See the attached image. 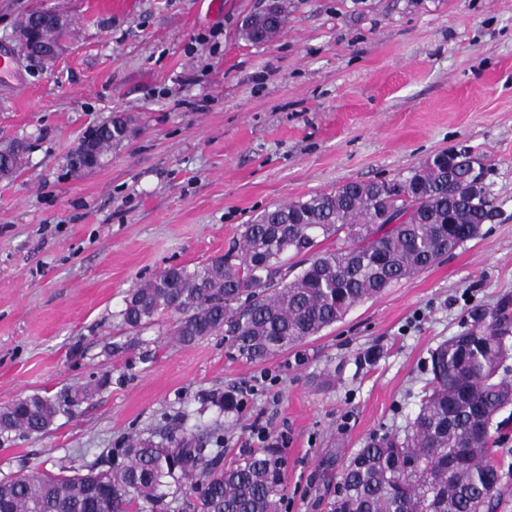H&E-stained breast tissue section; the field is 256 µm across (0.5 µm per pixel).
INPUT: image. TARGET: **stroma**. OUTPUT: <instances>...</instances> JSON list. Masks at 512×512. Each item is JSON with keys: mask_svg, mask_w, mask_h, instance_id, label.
Masks as SVG:
<instances>
[{"mask_svg": "<svg viewBox=\"0 0 512 512\" xmlns=\"http://www.w3.org/2000/svg\"><path fill=\"white\" fill-rule=\"evenodd\" d=\"M292 3L254 45L239 28L262 0H0V143L29 146L0 181V403L105 381L47 432L0 437V479L108 469L111 450L201 408L220 465L263 427L282 450L280 512H329L351 453L404 432L430 351L472 306L512 302V0ZM35 6L72 21L52 65L14 51ZM116 112L136 132L72 171L67 155ZM462 145L491 161L498 217L321 335L252 363L220 334L170 342L166 316L122 327L130 289L209 264L264 210ZM231 390L243 405L227 417L213 402Z\"/></svg>", "mask_w": 512, "mask_h": 512, "instance_id": "obj_1", "label": "stroma"}]
</instances>
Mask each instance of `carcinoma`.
I'll return each mask as SVG.
<instances>
[{
	"instance_id": "1",
	"label": "carcinoma",
	"mask_w": 512,
	"mask_h": 512,
	"mask_svg": "<svg viewBox=\"0 0 512 512\" xmlns=\"http://www.w3.org/2000/svg\"><path fill=\"white\" fill-rule=\"evenodd\" d=\"M277 2V15L258 8L243 19L242 40L268 43L284 30L292 3ZM132 123L126 113H113L93 132L96 163L83 161L81 142L67 165L101 167L130 137ZM26 151L19 140L0 146V173L16 174ZM491 171L484 156L461 148L390 180L351 181L268 209L243 226L236 252L193 270L168 267L133 288L122 324L139 333L169 314L166 333L179 344L222 332L239 357L267 361L478 238L498 216ZM330 239L332 246L321 247ZM291 257L302 258L295 274ZM468 317L471 331L431 351L430 379L404 437L372 438L349 457L331 512H493L503 484L491 448L506 423L497 417L512 406V312L476 305ZM104 384L1 403L0 436L44 433ZM241 404L234 391L213 402L227 414ZM223 444L199 421L134 440L106 472L18 474L0 481V512H129L145 503L154 509L164 497L160 489L170 485L192 499L194 512H279L280 448L271 444L242 465L218 469L211 446Z\"/></svg>"
}]
</instances>
